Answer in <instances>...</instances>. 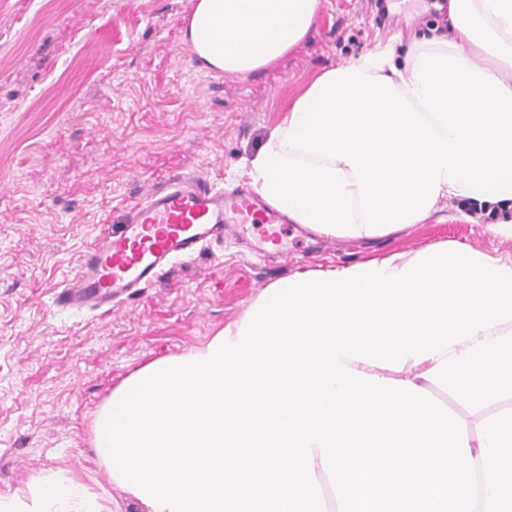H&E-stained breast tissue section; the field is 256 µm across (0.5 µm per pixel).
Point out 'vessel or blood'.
Masks as SVG:
<instances>
[{
    "label": "vessel or blood",
    "instance_id": "obj_1",
    "mask_svg": "<svg viewBox=\"0 0 512 512\" xmlns=\"http://www.w3.org/2000/svg\"><path fill=\"white\" fill-rule=\"evenodd\" d=\"M228 224L258 225L263 249L284 254L282 218L256 197L224 192L194 176L171 178L103 226L56 294L58 306L111 313L112 301L162 279L175 259L194 257Z\"/></svg>",
    "mask_w": 512,
    "mask_h": 512
}]
</instances>
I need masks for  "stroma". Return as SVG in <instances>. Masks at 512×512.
Instances as JSON below:
<instances>
[{
    "label": "stroma",
    "instance_id": "35a3bbf8",
    "mask_svg": "<svg viewBox=\"0 0 512 512\" xmlns=\"http://www.w3.org/2000/svg\"><path fill=\"white\" fill-rule=\"evenodd\" d=\"M195 0H0V496L45 471L88 473L93 418L144 362L179 355L239 320L269 284L394 252L458 243L512 255L486 217L444 204L373 245L295 232L288 259L226 233L111 313L58 308L99 225L182 174L227 190L288 102L321 71L394 34L443 24L433 0H321L307 38L246 76L202 69L184 40ZM431 394L471 432L512 409Z\"/></svg>",
    "mask_w": 512,
    "mask_h": 512
}]
</instances>
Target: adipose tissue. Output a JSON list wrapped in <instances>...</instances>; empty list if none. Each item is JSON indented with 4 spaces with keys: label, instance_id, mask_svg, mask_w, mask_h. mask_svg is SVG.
Masks as SVG:
<instances>
[{
    "label": "adipose tissue",
    "instance_id": "obj_1",
    "mask_svg": "<svg viewBox=\"0 0 512 512\" xmlns=\"http://www.w3.org/2000/svg\"><path fill=\"white\" fill-rule=\"evenodd\" d=\"M319 0H197L184 37L200 67L245 76L294 50ZM247 176L292 223L368 240L424 223L441 200L512 239V0H449L441 30L393 36L317 74ZM0 512H108L82 474L49 471Z\"/></svg>",
    "mask_w": 512,
    "mask_h": 512
}]
</instances>
